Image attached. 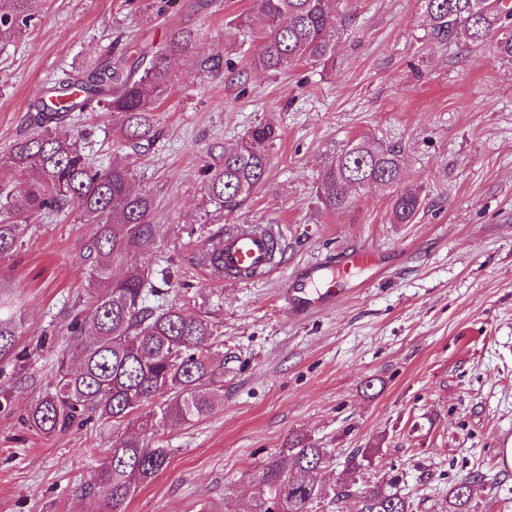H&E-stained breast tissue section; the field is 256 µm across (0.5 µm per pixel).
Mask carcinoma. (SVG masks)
<instances>
[{
    "label": "carcinoma",
    "mask_w": 512,
    "mask_h": 512,
    "mask_svg": "<svg viewBox=\"0 0 512 512\" xmlns=\"http://www.w3.org/2000/svg\"><path fill=\"white\" fill-rule=\"evenodd\" d=\"M429 35L439 42L465 39L479 45L497 38L501 55L512 57V9L501 0H419ZM347 0H258L266 28L250 65L279 71L300 62L327 63L342 28ZM39 0H0V45L22 37ZM197 40L175 26L160 45L145 44L105 63L67 71L29 104L37 130L23 136L0 166L35 178L6 195L0 210V256L22 243L28 215L74 207L88 224L100 226L87 247L91 261L89 307L66 327L67 344L52 388L26 412L30 426L45 435L66 433L92 423L109 432L110 448L90 472L88 493L101 496L103 512H121L128 498L168 461L172 449L149 441L173 424H192L207 416L222 396L223 374L214 365L221 345L219 326L188 316L167 302L152 304L165 292L152 273L138 266L112 277V260L146 247L153 239V202L137 189L133 170L121 163L95 167L78 138L66 129L73 112H112L120 117L122 137L138 145L155 139L154 112L174 88L171 59L186 55ZM277 139L267 124L252 128L223 161L205 169L209 200L231 212L263 183L268 147ZM400 151L358 140L322 167L319 189L329 211L353 203L352 191L370 185L397 189L392 215L408 223L421 198L402 186ZM214 236L201 253L212 272L224 274V259ZM24 317L11 288L0 283V361L16 357ZM79 362L71 369L69 359ZM330 452L311 443L292 444L265 465L253 512H311L323 494L317 466ZM474 482L464 479L448 491V512H462ZM358 512H411L394 485L364 492Z\"/></svg>",
    "instance_id": "carcinoma-1"
}]
</instances>
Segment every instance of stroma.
<instances>
[{
	"label": "stroma",
	"instance_id": "stroma-1",
	"mask_svg": "<svg viewBox=\"0 0 512 512\" xmlns=\"http://www.w3.org/2000/svg\"><path fill=\"white\" fill-rule=\"evenodd\" d=\"M328 64L281 72L250 67L259 39L239 15L256 0H41L24 37L0 45V157L33 132L28 104L56 73L101 63L170 28L198 39L173 67L172 94L146 147L117 139L118 116L72 113L99 165L126 163L153 200L155 234L117 258L167 269L169 295L220 325L224 395L189 425L162 430L165 466L122 512H252L267 458L294 439L330 449L319 475L342 502L312 512H357L372 485L395 483L412 512H448L455 483L483 476L465 512H512V59L495 40L430 38L418 0H349ZM276 126L264 182L232 213L208 201L202 169L258 123ZM358 139L401 151L420 191L410 223L392 220L393 189L354 193L328 211L318 193L325 162ZM229 224H269L276 272L219 279L202 247ZM0 280L25 313L20 360L0 362V512H99L82 485L107 441L98 429L45 436L24 416L54 378L66 326L88 298L86 246L96 225L75 209L36 212ZM366 246L386 270L333 306L290 316L280 298L294 267ZM366 448L358 472L345 461Z\"/></svg>",
	"mask_w": 512,
	"mask_h": 512
}]
</instances>
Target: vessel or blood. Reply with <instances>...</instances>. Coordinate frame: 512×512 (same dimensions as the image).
<instances>
[{"label": "vessel or blood", "instance_id": "vessel-or-blood-1", "mask_svg": "<svg viewBox=\"0 0 512 512\" xmlns=\"http://www.w3.org/2000/svg\"><path fill=\"white\" fill-rule=\"evenodd\" d=\"M221 246L225 271L258 270L270 266L269 239L260 233L243 231L241 225L225 228ZM377 262L376 251L358 247L348 250L333 263H307L294 269L285 283L284 298L288 310L300 317L332 305L344 285L355 282L357 273L373 269Z\"/></svg>", "mask_w": 512, "mask_h": 512}]
</instances>
